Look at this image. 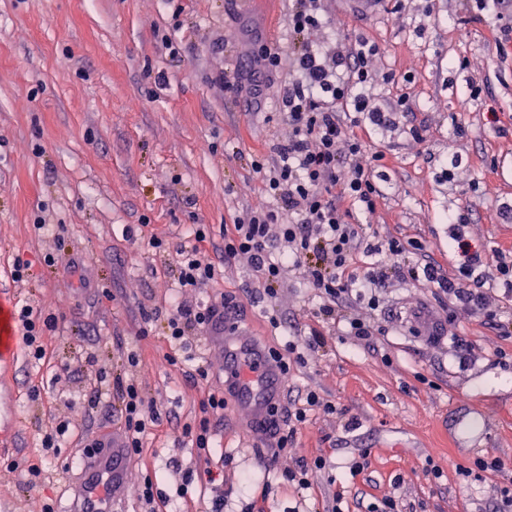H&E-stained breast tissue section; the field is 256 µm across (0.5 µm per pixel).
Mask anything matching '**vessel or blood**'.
Masks as SVG:
<instances>
[{
  "label": "vessel or blood",
  "mask_w": 512,
  "mask_h": 512,
  "mask_svg": "<svg viewBox=\"0 0 512 512\" xmlns=\"http://www.w3.org/2000/svg\"><path fill=\"white\" fill-rule=\"evenodd\" d=\"M229 359L224 371L236 384L239 407L255 420H263V410L281 391L282 380L267 362L255 358L246 345L225 347ZM127 461L120 445H113L98 456L87 476L65 482L62 493L69 504L64 512H112L114 491L125 482Z\"/></svg>",
  "instance_id": "obj_1"
}]
</instances>
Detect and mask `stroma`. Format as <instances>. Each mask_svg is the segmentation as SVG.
<instances>
[{
	"label": "stroma",
	"instance_id": "35a3bbf8",
	"mask_svg": "<svg viewBox=\"0 0 512 512\" xmlns=\"http://www.w3.org/2000/svg\"><path fill=\"white\" fill-rule=\"evenodd\" d=\"M321 19L319 40L378 45L377 105L404 94L412 107L396 126L359 124L367 150L382 154L385 176L380 219L366 226L367 238L416 240L419 263L453 275L459 261L446 217L461 213L490 264L512 260V37L503 34L512 18L481 11L476 0H322ZM460 29L468 33L461 43ZM167 37L178 55L164 48ZM289 42L288 0H0V301L12 312L31 305L59 323L37 365L19 322L9 330L10 352L0 363V512H42L59 501L85 444L119 428L92 403L95 393L115 392L119 376L155 399L161 424L144 438L143 462H130L116 512H150L138 497L147 476L168 500L163 512L208 508L199 489L178 495L179 471L194 466L195 454L174 441L197 418L206 387H222L223 362L206 355L198 335L189 361L166 365L163 323L143 314L167 308L172 258L136 250L123 229L149 224L182 238L190 225L205 224L218 243L243 208L271 205L252 162L288 134L280 105L289 65L273 74L259 111L233 83L255 45L285 58ZM50 252L52 266L43 261ZM19 256L31 267L16 283ZM213 259L224 276L199 297L236 302L243 339L280 350L315 329L326 338L304 363L291 364L282 407L309 390L336 407L308 412L278 457L240 432L236 406L227 404L214 422L224 512L295 505L317 512L335 491L344 512L388 497L400 512H498L503 487L512 486V338L502 333L512 321V293L499 282L479 284L487 267L467 284L483 288L499 312L494 321L402 274L377 288V308L352 302L345 315L366 316L376 329L371 351L348 335L345 320L316 317L318 299L301 271H287L269 298L251 267L225 264L220 252ZM421 304L446 323L447 345L422 342L406 324ZM273 316L280 327L270 324ZM144 325L150 334L142 340ZM91 355L105 382L87 366ZM201 359L206 387L195 379ZM60 370L69 381L59 396L49 381ZM59 421L68 424L66 439L58 452L44 451V429ZM319 455L326 466L310 489L282 482L281 470ZM480 455L503 459L505 470L460 476ZM21 457L42 467L39 484L23 469H7ZM359 460L365 467L357 472Z\"/></svg>",
	"mask_w": 512,
	"mask_h": 512
}]
</instances>
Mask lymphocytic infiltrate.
<instances>
[{
	"instance_id": "1",
	"label": "lymphocytic infiltrate",
	"mask_w": 512,
	"mask_h": 512,
	"mask_svg": "<svg viewBox=\"0 0 512 512\" xmlns=\"http://www.w3.org/2000/svg\"><path fill=\"white\" fill-rule=\"evenodd\" d=\"M320 0H291L288 27L292 46L286 58L296 77L289 82L282 99L288 117V137L273 144L269 155L257 160L253 170L275 208L246 209L224 232L225 261L246 262L257 274L265 295L276 292L285 270H302L321 300L317 317L329 322L351 299L367 300L372 288L381 286L393 273H407L411 279H425L434 287L470 306L485 319L497 313L487 304L483 292L463 286L462 280L482 265V254L463 230L462 216L449 215L455 230L450 247L461 259L459 278L443 275L432 264L408 265L410 254L420 243L390 237L368 242L364 224L379 215L381 191L376 168L381 154L369 153L356 134L358 114H366L378 127L395 124L409 110L407 97H398L386 108L371 103L375 76L370 68L378 55L376 44L358 40L347 47H336L313 39L322 22ZM291 222H283V215ZM126 237L155 253L175 254V296L166 317L165 334L172 347L164 360L175 366L177 354L189 332L212 329L224 316V299L201 303L190 296L216 280L221 273L212 261L206 225L197 224L188 241L173 245L166 235L147 225L127 227ZM364 253L372 262L367 271L356 275L349 266L354 256ZM198 383L208 391L199 402L202 416L197 424L184 425L178 444L196 451L195 470L185 471L184 482L200 476L217 489L224 483V469L214 461L216 441L210 418L222 414L225 392L209 388V369H196ZM117 412L123 446L129 457L141 456L144 436L159 416L154 401L135 381H118Z\"/></svg>"
}]
</instances>
